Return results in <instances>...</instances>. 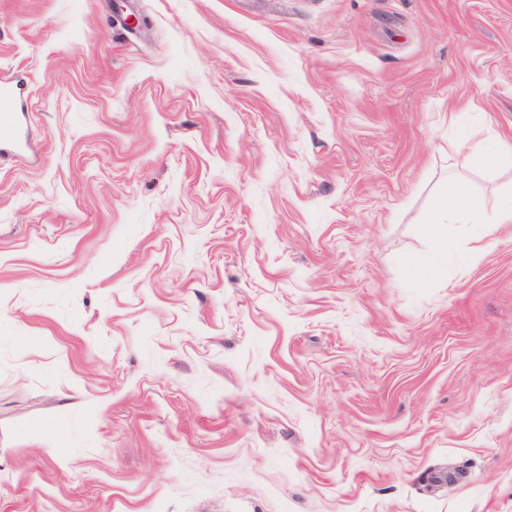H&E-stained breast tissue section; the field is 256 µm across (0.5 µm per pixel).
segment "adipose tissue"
<instances>
[{
    "label": "adipose tissue",
    "instance_id": "obj_1",
    "mask_svg": "<svg viewBox=\"0 0 512 512\" xmlns=\"http://www.w3.org/2000/svg\"><path fill=\"white\" fill-rule=\"evenodd\" d=\"M488 220L496 224H512V197H505L493 217L489 218L481 201L465 188L458 187L449 191L442 200L438 214L427 224V231L432 237L443 239L448 234L449 225L482 224Z\"/></svg>",
    "mask_w": 512,
    "mask_h": 512
}]
</instances>
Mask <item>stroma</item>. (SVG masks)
<instances>
[{"mask_svg": "<svg viewBox=\"0 0 512 512\" xmlns=\"http://www.w3.org/2000/svg\"><path fill=\"white\" fill-rule=\"evenodd\" d=\"M1 79L0 512H512V224L423 230L512 0H0ZM19 132V112L12 86L0 84V144L16 141Z\"/></svg>", "mask_w": 512, "mask_h": 512, "instance_id": "obj_1", "label": "stroma"}]
</instances>
